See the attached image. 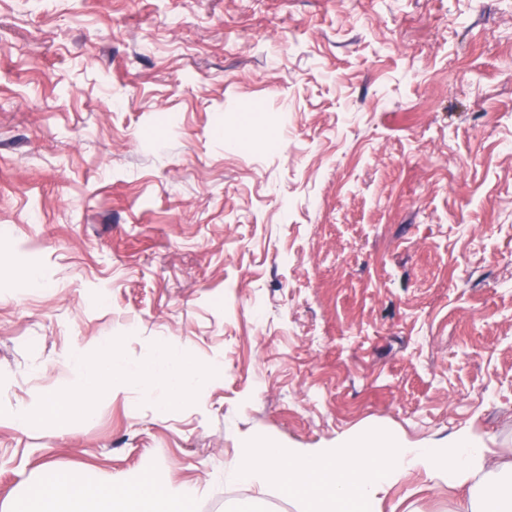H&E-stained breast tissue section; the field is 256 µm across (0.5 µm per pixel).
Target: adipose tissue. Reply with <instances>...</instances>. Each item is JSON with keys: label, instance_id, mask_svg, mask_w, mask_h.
Wrapping results in <instances>:
<instances>
[{"label": "adipose tissue", "instance_id": "obj_1", "mask_svg": "<svg viewBox=\"0 0 512 512\" xmlns=\"http://www.w3.org/2000/svg\"><path fill=\"white\" fill-rule=\"evenodd\" d=\"M75 371L72 386L42 396L22 409L16 420L31 427L45 421L68 426L75 418L95 416L100 399L134 388L159 413L194 401L201 385L219 371L158 344L138 362H130L120 339L102 354L66 355ZM451 487H467L461 512H512V460L493 457L479 438L466 432L439 448H411L387 431L373 427L333 448H271L262 444L239 449L211 477L253 492L252 505L284 496L299 512H381L390 489L408 474ZM197 487L128 476L103 484L46 470L24 504V512H185Z\"/></svg>", "mask_w": 512, "mask_h": 512}]
</instances>
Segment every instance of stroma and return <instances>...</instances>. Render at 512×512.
Returning a JSON list of instances; mask_svg holds the SVG:
<instances>
[{
    "instance_id": "1",
    "label": "stroma",
    "mask_w": 512,
    "mask_h": 512,
    "mask_svg": "<svg viewBox=\"0 0 512 512\" xmlns=\"http://www.w3.org/2000/svg\"><path fill=\"white\" fill-rule=\"evenodd\" d=\"M115 336L224 373L18 425ZM372 426L512 456V0H0V512L149 467L226 512L239 448Z\"/></svg>"
}]
</instances>
